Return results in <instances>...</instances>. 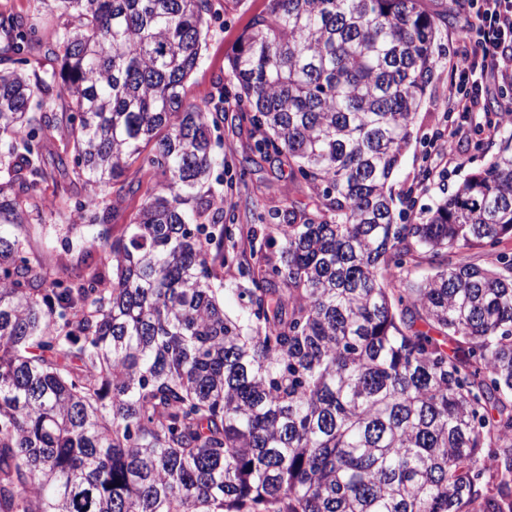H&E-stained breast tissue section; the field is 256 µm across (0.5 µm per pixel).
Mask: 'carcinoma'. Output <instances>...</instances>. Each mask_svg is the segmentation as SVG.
I'll return each instance as SVG.
<instances>
[{"label":"carcinoma","mask_w":512,"mask_h":512,"mask_svg":"<svg viewBox=\"0 0 512 512\" xmlns=\"http://www.w3.org/2000/svg\"><path fill=\"white\" fill-rule=\"evenodd\" d=\"M57 2L41 72L0 13V512H512V114L419 222L388 188L462 4L268 0L200 107L212 0ZM230 95L313 199L259 244L209 185ZM60 179L100 230L56 267L20 230Z\"/></svg>","instance_id":"cac0c4a2"}]
</instances>
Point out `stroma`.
Returning <instances> with one entry per match:
<instances>
[{"mask_svg":"<svg viewBox=\"0 0 512 512\" xmlns=\"http://www.w3.org/2000/svg\"><path fill=\"white\" fill-rule=\"evenodd\" d=\"M267 7V0H224V9L214 20L206 38L203 61L186 86V102L206 105L219 85L229 84L227 59L239 45L240 38L254 16ZM460 21L449 20L440 27L442 52L436 59L433 79L420 110L415 116L413 137L398 170L391 179L394 209L406 212L409 222H417L421 211L434 206L440 196V185L456 187L469 175L484 168L491 150L475 148V133L456 134L452 138V157L435 153L432 146L436 130L450 129L446 119L443 93L448 87V61L458 48ZM235 102L224 105V117L212 131L213 141L219 142L224 157V173L213 182L216 198L224 202V212L234 224L247 228L261 222L271 223L274 212L291 207L301 208L308 202L306 187L290 182L287 158L261 159L252 149L247 126L240 120ZM431 164L440 174V181L432 182L417 193L414 208L405 205V194L420 168ZM44 225H31L28 239L31 250L41 252L43 260L51 265L67 260V246L78 243L91 234V227L77 223L73 210L64 214L48 212ZM52 234L53 244L44 247L45 234Z\"/></svg>","mask_w":512,"mask_h":512,"instance_id":"obj_1","label":"stroma"}]
</instances>
